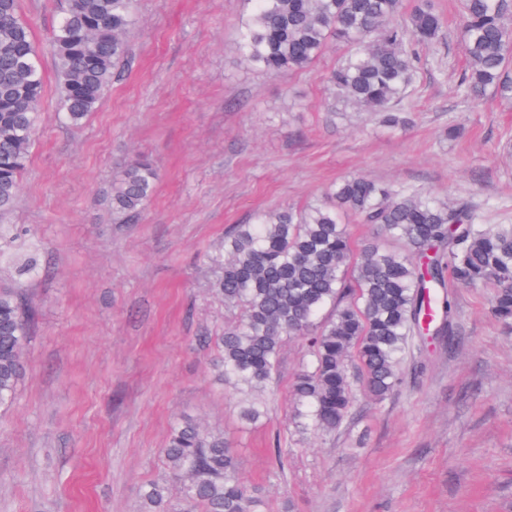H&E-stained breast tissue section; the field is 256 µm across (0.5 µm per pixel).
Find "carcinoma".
<instances>
[{
  "mask_svg": "<svg viewBox=\"0 0 512 512\" xmlns=\"http://www.w3.org/2000/svg\"><path fill=\"white\" fill-rule=\"evenodd\" d=\"M239 48L270 74L311 66L334 40L347 57L331 76L342 99L400 124L420 50L441 35L433 0H418L407 23L402 0H253ZM467 94L512 98V0H462ZM134 0H63L50 46L65 120L77 126L96 109L127 52ZM44 77L33 27L20 0H0V216L16 199L38 126ZM157 173L145 157L122 167L112 211L139 214ZM374 224L376 240L357 248L342 216ZM218 291L238 311L220 338L218 370L235 389L262 392L287 340L301 337L307 359L292 383L289 419L296 430L335 432L350 419L353 379L376 400L401 381V366L426 335H452V289L492 287L493 314L512 320V224L475 223L466 201L449 204L412 189L361 176L341 178L322 199L300 209L261 213L224 238ZM37 311L17 279H0V407L15 401ZM357 377H352L351 368ZM265 415L254 402L240 419ZM163 463L178 485L173 496L150 484L144 512H263L262 497L238 477L235 449L221 433L189 417L171 430Z\"/></svg>",
  "mask_w": 512,
  "mask_h": 512,
  "instance_id": "cac0c4a2",
  "label": "carcinoma"
}]
</instances>
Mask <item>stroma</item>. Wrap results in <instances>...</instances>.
Listing matches in <instances>:
<instances>
[{
    "label": "stroma",
    "instance_id": "stroma-1",
    "mask_svg": "<svg viewBox=\"0 0 512 512\" xmlns=\"http://www.w3.org/2000/svg\"><path fill=\"white\" fill-rule=\"evenodd\" d=\"M21 4L45 92L6 221L24 232L15 259L37 260L26 286L40 317L18 397L0 408V512H140L183 416L223 432L267 512H512V321L492 314L490 289H456L453 336L426 337L398 390L359 397L335 433L289 423L302 339L286 345L255 425L213 366L230 314L211 258L259 212L303 206L353 174L512 224V100L465 95L460 0H436L443 35L396 128L331 95L342 45L286 75L249 66L236 49L248 0H136L120 76L69 127L44 50L60 0ZM136 154L158 178L144 212L124 219L112 184Z\"/></svg>",
    "mask_w": 512,
    "mask_h": 512
}]
</instances>
